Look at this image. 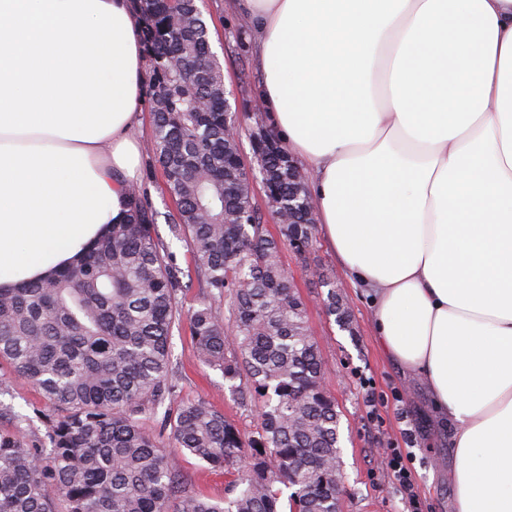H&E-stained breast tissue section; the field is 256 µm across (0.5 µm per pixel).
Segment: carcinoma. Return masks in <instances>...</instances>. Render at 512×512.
I'll return each mask as SVG.
<instances>
[{
    "label": "carcinoma",
    "mask_w": 512,
    "mask_h": 512,
    "mask_svg": "<svg viewBox=\"0 0 512 512\" xmlns=\"http://www.w3.org/2000/svg\"><path fill=\"white\" fill-rule=\"evenodd\" d=\"M152 60L150 152L176 215L171 234L188 244L182 272L159 237L158 213L134 188L125 219L53 277L0 291V362L61 412L48 444L29 447L0 431V512H339L340 414L320 384L323 364L306 307L282 253L308 250L316 225L304 176L288 169L278 135L257 146L259 171L288 198L292 224L266 232L250 183L222 68L197 0H135ZM206 296L189 313L199 362L240 381L259 404L244 435L203 400L165 410L173 447L234 480L222 499L185 490L163 443L142 422L173 400L171 336L180 319V274ZM329 287L326 307L347 311ZM228 298L233 335L214 300ZM292 489L283 510V489Z\"/></svg>",
    "instance_id": "cac0c4a2"
}]
</instances>
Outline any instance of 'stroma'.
Returning a JSON list of instances; mask_svg holds the SVG:
<instances>
[{
	"instance_id": "stroma-1",
	"label": "stroma",
	"mask_w": 512,
	"mask_h": 512,
	"mask_svg": "<svg viewBox=\"0 0 512 512\" xmlns=\"http://www.w3.org/2000/svg\"><path fill=\"white\" fill-rule=\"evenodd\" d=\"M224 3L201 0L200 8L211 48L223 66L227 97L238 113L242 150L248 156L253 134L266 121L265 113L254 109L263 74L252 53L244 18L230 13ZM152 167L150 153H143L137 185L158 213L159 236L184 268L190 263V254L185 242L170 232L169 217L175 207L162 191L160 180L151 178ZM282 261L306 304L308 325L319 345L324 366L321 387L335 399L340 414L341 512H406L386 468L385 451L389 448L410 452L422 512H454L449 434L433 426L427 391L420 380L403 374L381 353L371 327L368 298L350 285L322 233H314L305 254L283 251ZM327 278L339 287L349 315L347 324H340L327 311L323 284ZM171 345L169 379L179 399L204 400L223 411L241 432H251L259 420L256 403L234 394L219 370L197 361L187 321L174 326ZM0 382L11 391L9 409L0 413V428L19 429L28 445H40L58 411L9 364H0ZM169 455L187 489L206 498H223L231 480L224 470L174 448Z\"/></svg>"
}]
</instances>
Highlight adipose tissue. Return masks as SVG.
<instances>
[{
	"mask_svg": "<svg viewBox=\"0 0 512 512\" xmlns=\"http://www.w3.org/2000/svg\"><path fill=\"white\" fill-rule=\"evenodd\" d=\"M385 357L451 426L455 512H512V0H228ZM131 0H0V289L124 220Z\"/></svg>",
	"mask_w": 512,
	"mask_h": 512,
	"instance_id": "1",
	"label": "adipose tissue"
}]
</instances>
